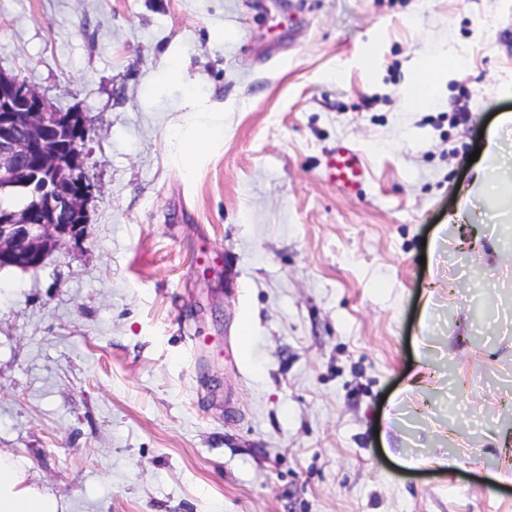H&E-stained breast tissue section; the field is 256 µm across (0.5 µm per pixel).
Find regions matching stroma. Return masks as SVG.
Segmentation results:
<instances>
[{"label":"stroma","instance_id":"stroma-1","mask_svg":"<svg viewBox=\"0 0 512 512\" xmlns=\"http://www.w3.org/2000/svg\"><path fill=\"white\" fill-rule=\"evenodd\" d=\"M0 70L90 127L83 236L0 270V448L69 512H512V211L473 250L448 221L512 113V0H0ZM194 107L224 137L188 166ZM463 63L462 56L455 50L449 49L448 55L446 53L444 60L442 62L436 63L432 61L425 62L418 74V79L425 82L427 86H433L435 80L442 69H453L459 68ZM366 164L355 150L340 145L328 153L324 162V174L336 189L344 193L359 191L365 179Z\"/></svg>","mask_w":512,"mask_h":512}]
</instances>
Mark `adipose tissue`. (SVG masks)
Returning a JSON list of instances; mask_svg holds the SVG:
<instances>
[{
  "label": "adipose tissue",
  "mask_w": 512,
  "mask_h": 512,
  "mask_svg": "<svg viewBox=\"0 0 512 512\" xmlns=\"http://www.w3.org/2000/svg\"><path fill=\"white\" fill-rule=\"evenodd\" d=\"M512 124V113L502 115L497 129L491 130L485 149V158L475 166L469 197L485 204L503 196H512V152H504L499 131ZM224 120L213 112L200 113L189 127L177 130L173 137L176 155L190 160L205 146L221 139ZM61 496L38 484L22 457L0 450V512H67Z\"/></svg>",
  "instance_id": "ef3b65f1"
}]
</instances>
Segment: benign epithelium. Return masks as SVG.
I'll list each match as a JSON object with an SVG mask.
<instances>
[{"label":"benign epithelium","instance_id":"7a95c632","mask_svg":"<svg viewBox=\"0 0 512 512\" xmlns=\"http://www.w3.org/2000/svg\"><path fill=\"white\" fill-rule=\"evenodd\" d=\"M84 113L57 110L37 88L0 72V190L37 197L0 208V266L28 270L79 239L98 190L86 167Z\"/></svg>","mask_w":512,"mask_h":512}]
</instances>
